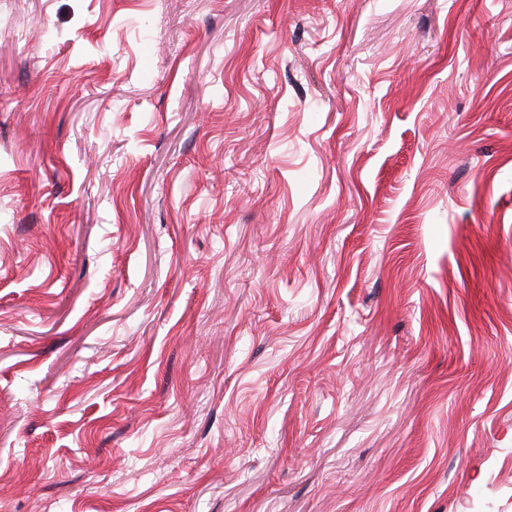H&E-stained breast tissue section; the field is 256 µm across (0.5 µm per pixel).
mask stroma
I'll use <instances>...</instances> for the list:
<instances>
[{
    "label": "stroma",
    "instance_id": "1",
    "mask_svg": "<svg viewBox=\"0 0 512 512\" xmlns=\"http://www.w3.org/2000/svg\"><path fill=\"white\" fill-rule=\"evenodd\" d=\"M0 512H512V0H0Z\"/></svg>",
    "mask_w": 512,
    "mask_h": 512
}]
</instances>
